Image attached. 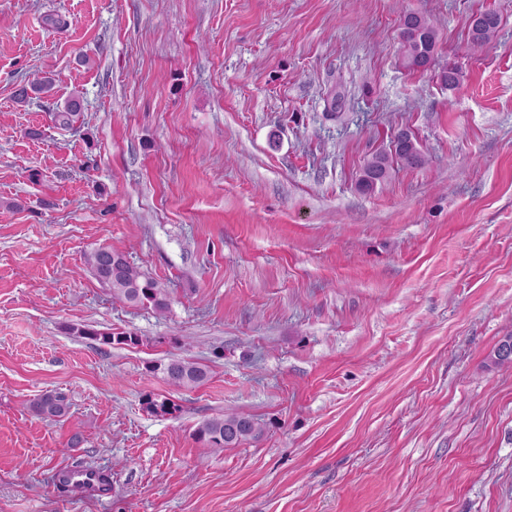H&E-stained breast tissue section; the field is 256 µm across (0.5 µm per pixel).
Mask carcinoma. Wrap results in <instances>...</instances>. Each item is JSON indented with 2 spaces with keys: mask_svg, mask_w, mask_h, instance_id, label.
I'll use <instances>...</instances> for the list:
<instances>
[{
  "mask_svg": "<svg viewBox=\"0 0 512 512\" xmlns=\"http://www.w3.org/2000/svg\"><path fill=\"white\" fill-rule=\"evenodd\" d=\"M500 26L499 16L491 11L477 15L471 25V41L476 46L489 42ZM400 40L404 50L405 66L413 71L428 69L435 61L438 33L432 22L417 12H407L400 20ZM440 82L455 89L460 84L458 68L448 63L438 71ZM54 79L46 77L33 87L23 85L15 92L18 102L30 99V92L47 93L52 90ZM82 111V99L75 94L70 97L63 111L54 115L56 122L71 125L73 117ZM427 163V158L417 138L407 130H400L392 140V149L380 150L368 158L361 170L357 187L370 192L377 185L388 181L396 168L417 169ZM85 263L102 284L112 290V295L132 304L149 307L163 313L169 308L166 289L156 280L143 274L131 264L125 253L112 246H100L85 255ZM76 334L103 346H138L140 336L133 332H110L92 326L76 327ZM163 373L165 379L177 387L194 388L203 384L209 375L207 368L181 358H173L153 366ZM69 404L60 394L47 392L35 399L32 410L50 420L61 418L68 412ZM264 428L252 417L238 413H227L203 421L195 431L197 440L213 448H234L241 443L261 437Z\"/></svg>",
  "mask_w": 512,
  "mask_h": 512,
  "instance_id": "cac0c4a2",
  "label": "carcinoma"
}]
</instances>
